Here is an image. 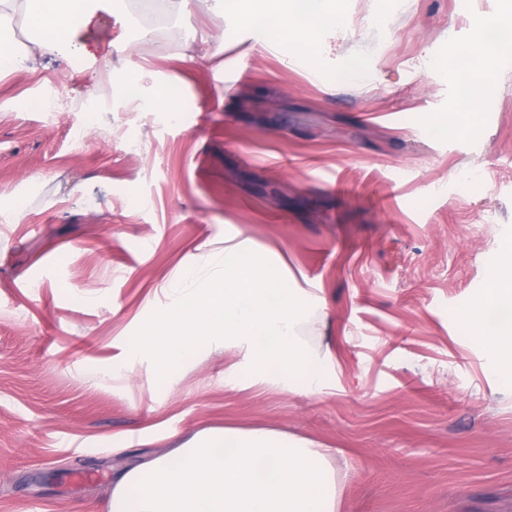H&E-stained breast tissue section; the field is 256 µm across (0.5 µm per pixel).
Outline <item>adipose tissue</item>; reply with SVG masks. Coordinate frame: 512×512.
I'll use <instances>...</instances> for the list:
<instances>
[{
    "mask_svg": "<svg viewBox=\"0 0 512 512\" xmlns=\"http://www.w3.org/2000/svg\"><path fill=\"white\" fill-rule=\"evenodd\" d=\"M121 0H0V32L26 15L36 32L21 51L0 35V58L13 68L38 71L44 59L80 58L100 70L114 67V41L95 33ZM225 0L229 11L251 18L275 6L280 29L293 31L298 48L318 42L322 28L338 21L336 0ZM478 65L467 73L449 71L465 86V111H474L491 88L494 67L512 62V12L492 27L476 29L467 45ZM502 289L496 300L463 312L476 342L496 364H512V258L493 272ZM332 449L267 430L234 427L203 430L165 454L124 471L113 483L109 512H338L339 496L330 460Z\"/></svg>",
    "mask_w": 512,
    "mask_h": 512,
    "instance_id": "1",
    "label": "adipose tissue"
}]
</instances>
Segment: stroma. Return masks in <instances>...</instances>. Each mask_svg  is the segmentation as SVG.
I'll return each instance as SVG.
<instances>
[{"label":"stroma","mask_w":512,"mask_h":512,"mask_svg":"<svg viewBox=\"0 0 512 512\" xmlns=\"http://www.w3.org/2000/svg\"><path fill=\"white\" fill-rule=\"evenodd\" d=\"M506 8L340 0L289 61L224 0H190L164 42L113 16L100 38L179 88L175 120L102 100L85 61L0 73V512H107L126 465L218 426L337 449L339 512H512V375L459 318L512 238V65L471 119L442 65ZM203 27L247 80L181 61ZM62 99L79 111L40 108ZM229 245L308 305L309 372L204 345L162 378L131 353L180 267Z\"/></svg>","instance_id":"1"}]
</instances>
